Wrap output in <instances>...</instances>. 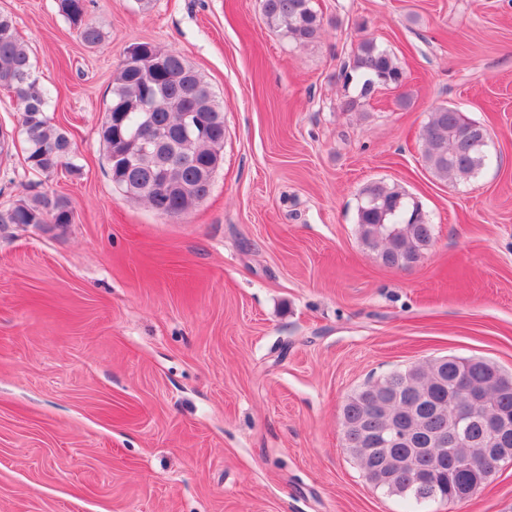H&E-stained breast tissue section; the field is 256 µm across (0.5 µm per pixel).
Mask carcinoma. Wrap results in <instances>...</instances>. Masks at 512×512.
<instances>
[{
    "label": "carcinoma",
    "instance_id": "obj_1",
    "mask_svg": "<svg viewBox=\"0 0 512 512\" xmlns=\"http://www.w3.org/2000/svg\"><path fill=\"white\" fill-rule=\"evenodd\" d=\"M57 11L85 45L99 43L100 29L86 19V0H57ZM262 16L268 27L297 45L315 40L323 27L313 0H262ZM345 78L358 89L345 103L351 111L380 86L400 87L404 73L391 52L366 39L358 45ZM0 88L14 93L20 106L29 167L42 173L63 165L77 169L73 144L47 115L49 93L32 69L13 18L6 14H0ZM119 111L128 129L146 121L156 143L128 159L118 156L112 120ZM100 137L115 186L157 214L176 218L210 192L224 145V112L180 53L137 42L127 48L117 70ZM485 139V126L460 107L437 106L423 130L424 165L439 179L467 180L490 163ZM419 213L420 206L406 194L383 183L368 185L357 212L362 243L378 251L388 268L412 265L433 239L431 224L423 218L414 221ZM72 219L69 200L47 193L0 212L1 224H70ZM450 401L473 414L453 462L434 442L448 432L443 406ZM494 420L512 427V375L479 358L446 357L393 371L354 394L343 408L345 447L360 461L365 477L416 504L466 500L467 488L485 485L500 465L512 461L511 449L496 466L464 467L482 457L488 441L486 422ZM392 424L416 427L415 447L430 452L410 460L405 447L390 448L396 476L386 482L378 475L384 457L368 456L363 448L368 437H377Z\"/></svg>",
    "mask_w": 512,
    "mask_h": 512
}]
</instances>
